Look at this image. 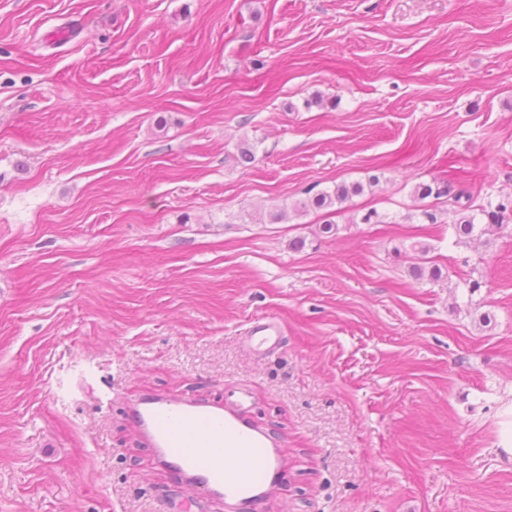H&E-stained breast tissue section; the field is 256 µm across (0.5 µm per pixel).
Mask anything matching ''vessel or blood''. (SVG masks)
I'll return each instance as SVG.
<instances>
[{
  "label": "vessel or blood",
  "mask_w": 512,
  "mask_h": 512,
  "mask_svg": "<svg viewBox=\"0 0 512 512\" xmlns=\"http://www.w3.org/2000/svg\"><path fill=\"white\" fill-rule=\"evenodd\" d=\"M282 328L274 320L254 322L247 339L260 355L276 353ZM134 429L159 461L179 477L193 499L231 504L236 512H260L273 492L281 469L282 449L251 428L238 409L167 394H147L130 408Z\"/></svg>",
  "instance_id": "obj_1"
}]
</instances>
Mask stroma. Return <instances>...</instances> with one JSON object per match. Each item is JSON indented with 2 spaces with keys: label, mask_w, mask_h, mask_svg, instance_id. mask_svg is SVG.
<instances>
[{
  "label": "stroma",
  "mask_w": 512,
  "mask_h": 512,
  "mask_svg": "<svg viewBox=\"0 0 512 512\" xmlns=\"http://www.w3.org/2000/svg\"><path fill=\"white\" fill-rule=\"evenodd\" d=\"M507 199L512 0H0V512H174L146 393L247 398L262 512H512ZM363 190L361 184H353L351 187L345 184L337 185L332 191H325L318 194L311 204L316 206L319 210L326 208H334L336 205L341 206L349 197L351 193L360 192ZM414 193L421 196L422 199L434 196V198L439 199L441 197H447L448 199V208L454 209L458 212L459 218L457 220V224H454L455 231L459 235V237H470L475 232L476 225L474 222V217L467 215L464 213L467 207L463 203H461V199L464 196V193H457L451 195V191L447 189L437 188L435 191L433 187L430 185H418L414 189ZM247 340L259 355H271L280 349L283 331L272 319L254 322L247 331Z\"/></svg>",
  "instance_id": "35a3bbf8"
}]
</instances>
